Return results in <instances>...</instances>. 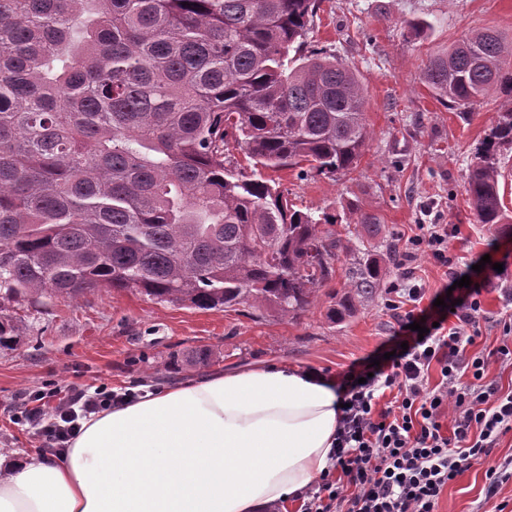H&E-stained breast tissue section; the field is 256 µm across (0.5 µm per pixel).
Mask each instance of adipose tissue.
<instances>
[{"label": "adipose tissue", "instance_id": "1", "mask_svg": "<svg viewBox=\"0 0 512 512\" xmlns=\"http://www.w3.org/2000/svg\"><path fill=\"white\" fill-rule=\"evenodd\" d=\"M340 401L285 362L149 393L59 455H0V512H287L332 464Z\"/></svg>", "mask_w": 512, "mask_h": 512}]
</instances>
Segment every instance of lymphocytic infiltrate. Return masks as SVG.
Masks as SVG:
<instances>
[{
    "label": "lymphocytic infiltrate",
    "instance_id": "1",
    "mask_svg": "<svg viewBox=\"0 0 512 512\" xmlns=\"http://www.w3.org/2000/svg\"><path fill=\"white\" fill-rule=\"evenodd\" d=\"M422 250L447 267L449 281L466 275L471 284L458 289L452 309L420 308L421 286L390 285L388 308L398 326L390 344L394 354L377 365L368 358L354 363L342 375L334 462L302 493L301 512H436L448 483L512 432V390L503 391L489 375L490 363L512 367V287L501 290L505 306L497 346L469 354L479 335L480 290L499 273L489 266L464 273L448 253L444 224L416 225L402 262ZM420 321L429 323L428 333L412 331V323ZM391 390L393 403L383 404ZM121 399L104 383L68 393L53 387L30 393L16 417L35 429L45 451L59 453L84 418Z\"/></svg>",
    "mask_w": 512,
    "mask_h": 512
}]
</instances>
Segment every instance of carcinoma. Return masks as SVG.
<instances>
[{
	"label": "carcinoma",
	"mask_w": 512,
	"mask_h": 512,
	"mask_svg": "<svg viewBox=\"0 0 512 512\" xmlns=\"http://www.w3.org/2000/svg\"><path fill=\"white\" fill-rule=\"evenodd\" d=\"M321 0H0L2 300L135 288L202 309L294 316L331 276L336 239L266 171L357 167L367 87L336 56L304 53ZM441 99L512 94V42L475 30L426 60ZM239 147L251 169L226 165ZM496 113L466 182L479 224H512ZM366 231L373 214L349 207ZM371 261L353 288L371 296Z\"/></svg>",
	"instance_id": "1"
}]
</instances>
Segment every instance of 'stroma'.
Here are the masks:
<instances>
[{"label": "stroma", "instance_id": "35a3bbf8", "mask_svg": "<svg viewBox=\"0 0 512 512\" xmlns=\"http://www.w3.org/2000/svg\"><path fill=\"white\" fill-rule=\"evenodd\" d=\"M485 27L512 39V0H321L305 44L359 71L368 88L371 138L350 173L328 177L295 169L275 177L296 209L339 216L352 204L379 218L377 231L360 236L346 224L331 225L344 249L312 304L293 317L245 305L204 310L156 301L133 288L10 303L19 340L0 348V453L39 454L41 440L14 414L22 398L45 387L105 383L120 393L157 390L215 371L282 361L338 376L394 334L386 286L400 275L399 252L413 225H447L449 253L458 265L488 251L512 274V230L477 223L465 192L492 117L511 108L512 98L493 91L455 105L440 100L422 76L430 53ZM369 259L378 260L384 287L363 298L352 280ZM345 296L351 313L333 319ZM480 300L474 353L498 343V283L483 288ZM508 458L512 433L444 489L438 512H494L496 502L512 503V480L495 499L486 496V471Z\"/></svg>", "mask_w": 512, "mask_h": 512}]
</instances>
